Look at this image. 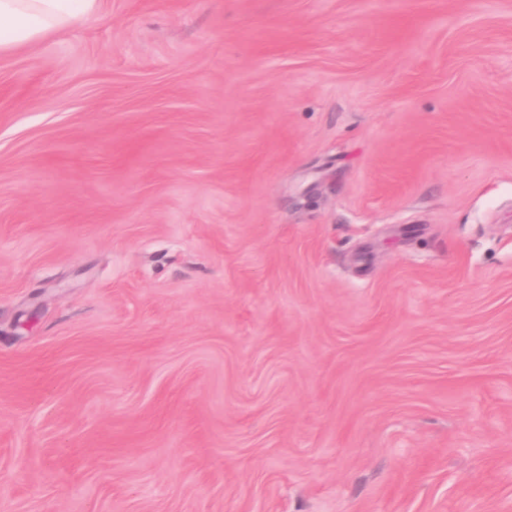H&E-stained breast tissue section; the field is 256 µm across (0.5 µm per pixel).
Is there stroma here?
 I'll use <instances>...</instances> for the list:
<instances>
[{"mask_svg": "<svg viewBox=\"0 0 512 512\" xmlns=\"http://www.w3.org/2000/svg\"><path fill=\"white\" fill-rule=\"evenodd\" d=\"M0 512H512V0L0 53Z\"/></svg>", "mask_w": 512, "mask_h": 512, "instance_id": "35a3bbf8", "label": "stroma"}]
</instances>
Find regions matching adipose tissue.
I'll return each instance as SVG.
<instances>
[{
	"instance_id": "adipose-tissue-1",
	"label": "adipose tissue",
	"mask_w": 512,
	"mask_h": 512,
	"mask_svg": "<svg viewBox=\"0 0 512 512\" xmlns=\"http://www.w3.org/2000/svg\"><path fill=\"white\" fill-rule=\"evenodd\" d=\"M99 0H0V51L88 19Z\"/></svg>"
}]
</instances>
